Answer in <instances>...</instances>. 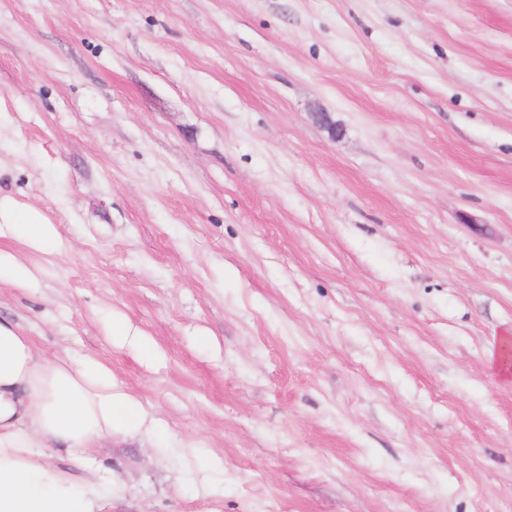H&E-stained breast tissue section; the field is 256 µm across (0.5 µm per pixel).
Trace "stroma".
<instances>
[{
    "mask_svg": "<svg viewBox=\"0 0 512 512\" xmlns=\"http://www.w3.org/2000/svg\"><path fill=\"white\" fill-rule=\"evenodd\" d=\"M0 196V316L180 449L112 512H512V0H0ZM9 229L15 238L34 249L42 250L51 243L53 251L65 250L67 244L58 237L54 224H49L39 211L23 209L7 196L0 197V236ZM2 279L26 291L40 288L38 275L16 253L0 249V280ZM504 343H510V336H500L494 348L488 352L487 361L489 369L493 374L508 380L512 370L507 359L503 357V351L506 349V345H502Z\"/></svg>",
    "mask_w": 512,
    "mask_h": 512,
    "instance_id": "35a3bbf8",
    "label": "stroma"
}]
</instances>
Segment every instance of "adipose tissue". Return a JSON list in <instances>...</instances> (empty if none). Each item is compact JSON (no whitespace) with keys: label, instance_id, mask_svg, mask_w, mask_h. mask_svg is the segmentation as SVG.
<instances>
[{"label":"adipose tissue","instance_id":"obj_1","mask_svg":"<svg viewBox=\"0 0 512 512\" xmlns=\"http://www.w3.org/2000/svg\"><path fill=\"white\" fill-rule=\"evenodd\" d=\"M7 229L38 250L66 248L41 212L3 196ZM159 426L98 356L46 359L20 324L0 319V512H104L112 472L88 448Z\"/></svg>","mask_w":512,"mask_h":512}]
</instances>
